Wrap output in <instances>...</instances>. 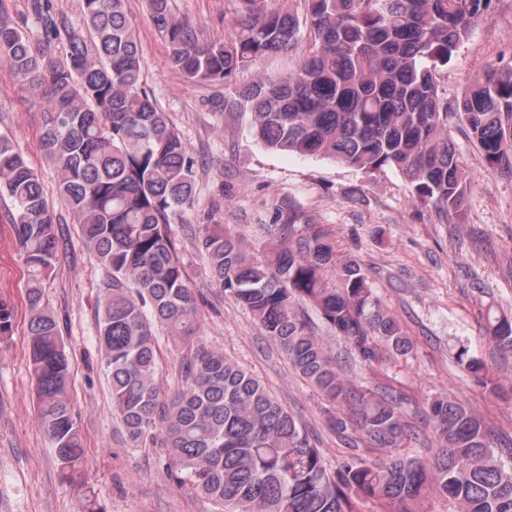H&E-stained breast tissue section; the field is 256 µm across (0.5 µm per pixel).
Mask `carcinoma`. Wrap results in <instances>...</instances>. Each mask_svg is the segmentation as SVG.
<instances>
[{
	"label": "carcinoma",
	"instance_id": "cac0c4a2",
	"mask_svg": "<svg viewBox=\"0 0 512 512\" xmlns=\"http://www.w3.org/2000/svg\"><path fill=\"white\" fill-rule=\"evenodd\" d=\"M233 33L207 40L149 0L168 61L199 84L228 83L239 69L311 43L285 76L234 90L224 109L249 116L268 150L331 159L367 175L398 171L413 197L459 214L468 193L448 131L456 117L487 165L512 166V63L488 67L454 102L439 91L448 65L493 0H303V15L268 0H236ZM39 28L0 17V63L46 101L39 140L57 173V194L80 224L111 287L97 302L96 339L112 408L133 446L162 432L169 478L211 501L215 512H356L368 498L380 512L431 490L457 512H512V466H505L482 419L448 396L426 401L437 450L427 461L402 452L409 436L400 386L356 385L300 312L312 306L348 354L371 367L383 350H413L401 324L374 295L361 265L337 256L320 224L293 202L255 262L224 229L198 238L210 277L248 308L292 369L321 392L328 425L347 447L383 450L332 470L305 427L262 383L221 350L199 346L182 363L183 383L165 400L157 335H197L198 294L169 226L193 205L194 160L146 89L126 0H82V24L29 0ZM65 54L58 58L56 48ZM13 201L17 241L28 271L30 366L39 424L64 472L83 466V438L70 398V362L41 283L58 257L55 215L38 174L0 136V195ZM488 336L512 353V318L488 317ZM457 362L477 376L482 363L462 346Z\"/></svg>",
	"mask_w": 512,
	"mask_h": 512
}]
</instances>
